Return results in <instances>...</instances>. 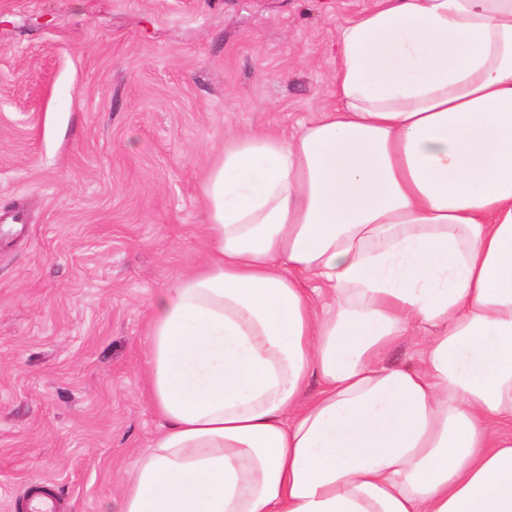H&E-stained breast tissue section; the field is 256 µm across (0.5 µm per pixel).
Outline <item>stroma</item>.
<instances>
[{"label":"stroma","instance_id":"stroma-1","mask_svg":"<svg viewBox=\"0 0 512 512\" xmlns=\"http://www.w3.org/2000/svg\"><path fill=\"white\" fill-rule=\"evenodd\" d=\"M374 4L0 0V512L38 485L56 512L120 496L160 430L148 303L204 258L225 133L332 105Z\"/></svg>","mask_w":512,"mask_h":512}]
</instances>
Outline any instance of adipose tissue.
Returning <instances> with one entry per match:
<instances>
[{
  "label": "adipose tissue",
  "instance_id": "1",
  "mask_svg": "<svg viewBox=\"0 0 512 512\" xmlns=\"http://www.w3.org/2000/svg\"><path fill=\"white\" fill-rule=\"evenodd\" d=\"M334 85L208 169L113 512H512V0H376Z\"/></svg>",
  "mask_w": 512,
  "mask_h": 512
}]
</instances>
